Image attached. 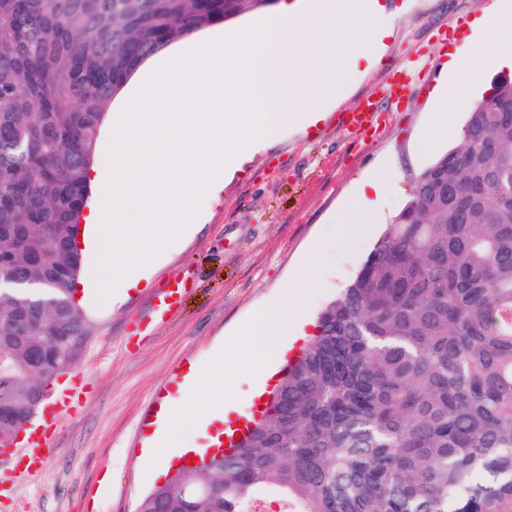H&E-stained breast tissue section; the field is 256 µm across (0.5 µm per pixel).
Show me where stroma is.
Masks as SVG:
<instances>
[{"label": "stroma", "mask_w": 512, "mask_h": 512, "mask_svg": "<svg viewBox=\"0 0 512 512\" xmlns=\"http://www.w3.org/2000/svg\"><path fill=\"white\" fill-rule=\"evenodd\" d=\"M394 18L381 64L365 67L348 96L306 134L284 133L273 146L246 157L231 180L203 208L192 234L171 241L164 257L135 289L90 314L93 333L65 374L84 376L80 399L58 414L52 449L33 473L17 476L0 456V512H136L157 481L141 458L138 430L159 388L179 379L188 364L204 365L267 300L289 287L312 244L323 261L318 286L306 301L304 322L290 343L301 349L314 335L322 308L357 273L377 234L338 224L336 216L373 165L391 161L397 184L382 222L408 200L433 155L421 153L417 130L431 119V92L450 52L469 57L475 83L461 90L453 110L466 119L467 103L506 70L493 67L484 46L467 43L470 24L512 0H381ZM408 80L409 99L383 98L392 78ZM379 99L383 120L360 133L347 124L367 97ZM188 273L193 284L180 308L153 334L128 338L153 290L168 276Z\"/></svg>", "instance_id": "stroma-1"}]
</instances>
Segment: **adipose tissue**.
<instances>
[{
	"label": "adipose tissue",
	"instance_id": "ef3b65f1",
	"mask_svg": "<svg viewBox=\"0 0 512 512\" xmlns=\"http://www.w3.org/2000/svg\"><path fill=\"white\" fill-rule=\"evenodd\" d=\"M473 26L483 34L485 43L489 44L493 64L512 70V51H504L497 46L502 34L512 35V11L501 8L486 12L474 20ZM445 71L450 78L435 88L437 106L434 121L429 128L416 134L420 147L425 150L430 149L439 138L447 136L448 103L454 100L456 90L471 75L472 68L465 57L454 53L445 64ZM396 180V170L386 165L360 181L340 217L341 223L374 224ZM313 280L314 268L306 266L296 280L293 295L283 296L265 306L242 326L239 336L251 351L249 369L259 381H266L272 374L274 362L283 358L286 348L282 339L287 336L291 323L299 316V304ZM226 363L225 355L220 353L211 359L206 370L195 369L186 375L170 417L153 436L144 441L143 452L147 460L158 459L167 466L194 448L196 423L184 417V410L200 408L208 421H229L237 406L232 389L224 385Z\"/></svg>",
	"mask_w": 512,
	"mask_h": 512
}]
</instances>
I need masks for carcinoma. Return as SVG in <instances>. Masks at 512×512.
Listing matches in <instances>:
<instances>
[{
  "mask_svg": "<svg viewBox=\"0 0 512 512\" xmlns=\"http://www.w3.org/2000/svg\"><path fill=\"white\" fill-rule=\"evenodd\" d=\"M272 0H0V381L10 429L92 327L73 247L106 113L147 58ZM512 81L415 180L236 450L137 512H512Z\"/></svg>",
  "mask_w": 512,
  "mask_h": 512,
  "instance_id": "carcinoma-1",
  "label": "carcinoma"
}]
</instances>
